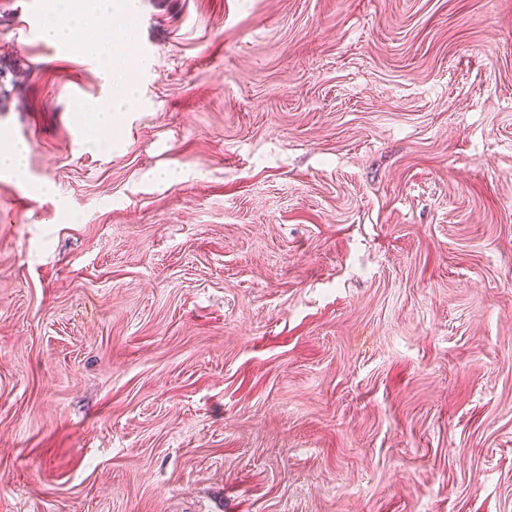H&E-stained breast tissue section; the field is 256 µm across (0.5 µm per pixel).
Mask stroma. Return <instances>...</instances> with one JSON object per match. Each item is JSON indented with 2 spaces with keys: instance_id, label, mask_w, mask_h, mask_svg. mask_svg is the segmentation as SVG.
<instances>
[{
  "instance_id": "35a3bbf8",
  "label": "stroma",
  "mask_w": 512,
  "mask_h": 512,
  "mask_svg": "<svg viewBox=\"0 0 512 512\" xmlns=\"http://www.w3.org/2000/svg\"><path fill=\"white\" fill-rule=\"evenodd\" d=\"M52 5L0 0V512H512V0ZM112 7V0H57L43 19L41 39L54 47L73 45L78 30L87 24L111 30ZM109 43L91 44L86 45L84 48L95 56L98 63L99 76L106 84H111L112 81V45L109 47ZM134 100V89L128 88L122 98L109 99L93 106L88 113L85 127L87 128V140L95 146L110 149L112 141L101 137L102 131L112 129L114 113L121 111V106L132 104ZM28 147L23 142H13L0 149V170L23 177L27 171Z\"/></svg>"
}]
</instances>
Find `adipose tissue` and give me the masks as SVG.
<instances>
[{
	"label": "adipose tissue",
	"mask_w": 512,
	"mask_h": 512,
	"mask_svg": "<svg viewBox=\"0 0 512 512\" xmlns=\"http://www.w3.org/2000/svg\"><path fill=\"white\" fill-rule=\"evenodd\" d=\"M88 24L111 29L112 0H56L52 11L43 19L41 39L54 47L72 44L76 41L78 30ZM133 100L134 92L129 89L122 99H110L93 106L85 123L88 142L111 148V141L103 139L101 133L111 128L114 115L120 111L122 104Z\"/></svg>",
	"instance_id": "obj_1"
}]
</instances>
